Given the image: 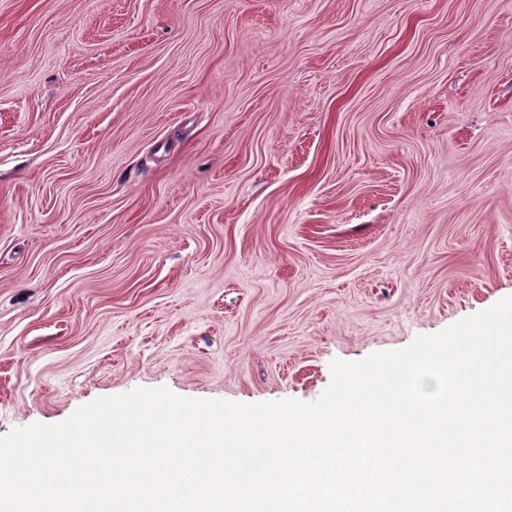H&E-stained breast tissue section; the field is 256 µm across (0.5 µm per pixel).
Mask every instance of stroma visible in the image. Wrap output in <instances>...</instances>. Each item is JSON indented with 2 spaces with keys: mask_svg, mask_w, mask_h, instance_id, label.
Masks as SVG:
<instances>
[{
  "mask_svg": "<svg viewBox=\"0 0 512 512\" xmlns=\"http://www.w3.org/2000/svg\"><path fill=\"white\" fill-rule=\"evenodd\" d=\"M509 296L512 0H0V435Z\"/></svg>",
  "mask_w": 512,
  "mask_h": 512,
  "instance_id": "stroma-1",
  "label": "stroma"
}]
</instances>
